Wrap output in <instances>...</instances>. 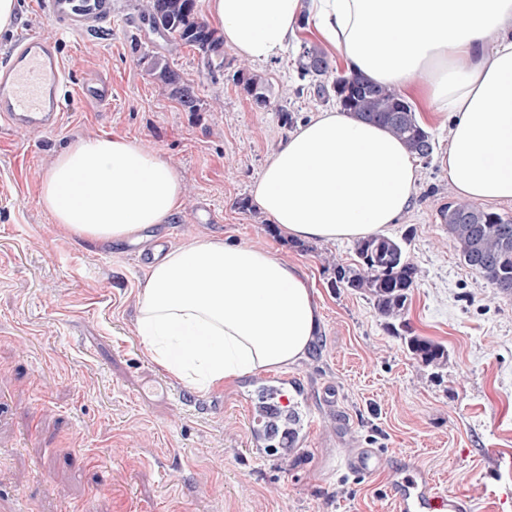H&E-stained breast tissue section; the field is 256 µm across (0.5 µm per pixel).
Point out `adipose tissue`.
Listing matches in <instances>:
<instances>
[{"label": "adipose tissue", "instance_id": "adipose-tissue-1", "mask_svg": "<svg viewBox=\"0 0 512 512\" xmlns=\"http://www.w3.org/2000/svg\"><path fill=\"white\" fill-rule=\"evenodd\" d=\"M225 46L243 59L281 56L302 25L348 72L422 87L426 109L455 114L445 166L454 190L512 200V0H207ZM418 168L385 129L336 109L298 126L251 195L304 241L363 238L405 213ZM182 182L157 151L127 138H81L55 156L40 201L69 235L118 242L165 223ZM321 314L307 276L260 247L198 238L156 256L140 294L145 353L202 389L305 355Z\"/></svg>", "mask_w": 512, "mask_h": 512}]
</instances>
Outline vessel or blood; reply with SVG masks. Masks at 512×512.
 <instances>
[{
	"label": "vessel or blood",
	"mask_w": 512,
	"mask_h": 512,
	"mask_svg": "<svg viewBox=\"0 0 512 512\" xmlns=\"http://www.w3.org/2000/svg\"><path fill=\"white\" fill-rule=\"evenodd\" d=\"M45 17L68 35L99 29L111 17L108 0H40ZM65 79L61 59L53 42L37 35L22 38L10 58L0 68V126L18 127L33 132L59 126L63 105L58 88ZM83 100L100 105L112 101V85L105 80L82 83ZM269 397L260 413L251 417L250 445L255 454H263L268 440L285 408L298 407L296 393L288 388L287 378H279L268 387ZM428 478H408L395 490L396 512H463L465 499L456 495H433Z\"/></svg>",
	"instance_id": "vessel-or-blood-1"
}]
</instances>
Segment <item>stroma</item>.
<instances>
[{
  "mask_svg": "<svg viewBox=\"0 0 512 512\" xmlns=\"http://www.w3.org/2000/svg\"><path fill=\"white\" fill-rule=\"evenodd\" d=\"M142 0H117L112 21L60 34L40 0H17L0 32V63L35 34L56 43L66 72L60 125L0 131V500L20 512H395L393 489L410 467L437 495L466 496L470 512H512V295L496 294L467 267L437 217L454 198L441 159L449 116L419 112L434 151L419 165L414 202L388 237L419 269L404 318L413 335L441 344V365L406 347L364 294L333 287L354 243L289 241L251 202L250 188L290 130L280 111L307 121L333 108L295 61L301 31L281 59L250 63L267 79L260 109L242 87L209 74L200 48L169 52L140 18ZM167 56L193 83L187 112L150 74ZM112 81V103L85 102L79 85ZM135 138L177 171L181 209L149 228L171 249L200 237L262 247L308 276L320 332L297 364L203 392L149 358L136 334L148 266L133 244L68 236L39 202L40 180L64 146L87 137ZM308 391L305 447L281 456L249 449V406L266 379ZM371 448L382 467L350 472L347 455Z\"/></svg>",
  "mask_w": 512,
  "mask_h": 512,
  "instance_id": "stroma-1",
  "label": "stroma"
}]
</instances>
